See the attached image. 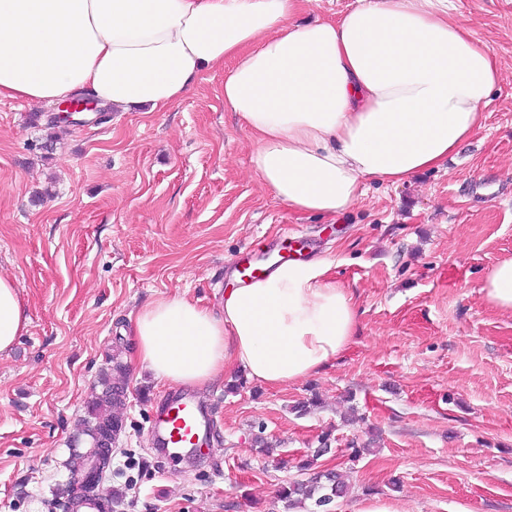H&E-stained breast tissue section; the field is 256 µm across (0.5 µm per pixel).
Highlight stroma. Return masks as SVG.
<instances>
[{"label": "stroma", "instance_id": "1", "mask_svg": "<svg viewBox=\"0 0 512 512\" xmlns=\"http://www.w3.org/2000/svg\"><path fill=\"white\" fill-rule=\"evenodd\" d=\"M494 51L487 123L448 160L399 187L368 181L332 216L288 209L256 176L252 145L204 71L179 103L55 128L48 105L0 101V276L29 324L0 353V512H65L67 464L100 374L124 363V429L100 480L112 512H317L280 496L313 448L345 475L331 512H512V313L484 278L512 257V0H455ZM331 262L359 329L318 375L265 386L244 373L194 387L212 411L213 457L160 459L154 403L174 385L130 364L128 316L187 294L219 308L243 253ZM276 450L265 456L257 436ZM362 449L351 459L352 449Z\"/></svg>", "mask_w": 512, "mask_h": 512}]
</instances>
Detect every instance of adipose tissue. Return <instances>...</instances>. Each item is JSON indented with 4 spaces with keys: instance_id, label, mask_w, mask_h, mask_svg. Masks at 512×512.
I'll return each instance as SVG.
<instances>
[{
    "instance_id": "1",
    "label": "adipose tissue",
    "mask_w": 512,
    "mask_h": 512,
    "mask_svg": "<svg viewBox=\"0 0 512 512\" xmlns=\"http://www.w3.org/2000/svg\"><path fill=\"white\" fill-rule=\"evenodd\" d=\"M449 0H356L298 24L306 0H0V98L50 104L75 93L124 112L180 101L231 60L224 106L251 163L299 214L352 208L365 181L387 187L445 168L481 130L501 79L492 49ZM483 292L512 312V258ZM355 293L326 260L282 263L227 288L221 311L172 296L129 317L133 359L156 381L201 385L232 369L284 385L318 374L356 334ZM29 324L0 277V353Z\"/></svg>"
}]
</instances>
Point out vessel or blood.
<instances>
[{"label": "vessel or blood", "instance_id": "1", "mask_svg": "<svg viewBox=\"0 0 512 512\" xmlns=\"http://www.w3.org/2000/svg\"><path fill=\"white\" fill-rule=\"evenodd\" d=\"M211 431V417L192 393L182 391L157 405L150 436L159 446L187 452L200 451Z\"/></svg>", "mask_w": 512, "mask_h": 512}]
</instances>
